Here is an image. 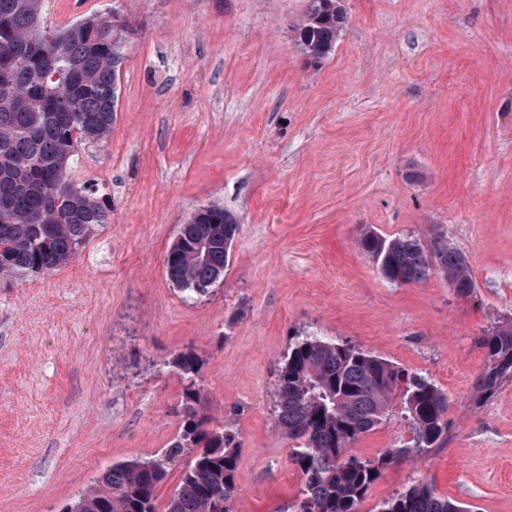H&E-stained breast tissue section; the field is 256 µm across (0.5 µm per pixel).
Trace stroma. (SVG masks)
I'll return each mask as SVG.
<instances>
[{"label":"stroma","mask_w":512,"mask_h":512,"mask_svg":"<svg viewBox=\"0 0 512 512\" xmlns=\"http://www.w3.org/2000/svg\"><path fill=\"white\" fill-rule=\"evenodd\" d=\"M319 66L292 40L307 0H43L54 29L120 10L118 112L72 180L109 213L68 263L0 274V512H61L112 463L165 451L184 381L240 445L235 512H287L301 488L273 428L291 336L344 341L428 376L448 435L392 465L361 502L411 481L512 512V381L485 402L477 340L512 326V0H344ZM239 223L222 281L198 296L165 256L197 208ZM445 235L476 287L385 280L357 244ZM392 408L355 443L409 439Z\"/></svg>","instance_id":"stroma-1"}]
</instances>
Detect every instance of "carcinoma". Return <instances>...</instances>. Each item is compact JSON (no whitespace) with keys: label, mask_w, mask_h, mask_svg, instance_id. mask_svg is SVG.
Returning a JSON list of instances; mask_svg holds the SVG:
<instances>
[{"label":"carcinoma","mask_w":512,"mask_h":512,"mask_svg":"<svg viewBox=\"0 0 512 512\" xmlns=\"http://www.w3.org/2000/svg\"><path fill=\"white\" fill-rule=\"evenodd\" d=\"M347 22L342 0H308L293 39L317 66ZM129 20L114 10L49 29L42 0H0V273L44 274L68 263L94 227L108 223L101 202L69 178L79 145L102 141L117 116L122 35ZM239 231L220 206L197 209L168 248L166 274L178 289L208 293L224 277ZM359 248L383 278L401 285L443 274L469 296L473 271L448 239L404 235L384 239L365 228ZM485 367L475 397L512 380V327L478 339ZM187 380L176 411L178 433L161 455L119 461L68 512H234L239 495L236 435L206 413L200 366L173 360ZM411 438L373 458L352 445L381 424L393 404ZM276 430L294 444L290 462L301 477L291 512H358L386 468L438 447L448 433V397L427 376L348 343L307 332L291 337L278 369ZM180 480L162 510L157 490L175 465ZM378 512H471L424 480L383 500Z\"/></svg>","instance_id":"carcinoma-1"}]
</instances>
